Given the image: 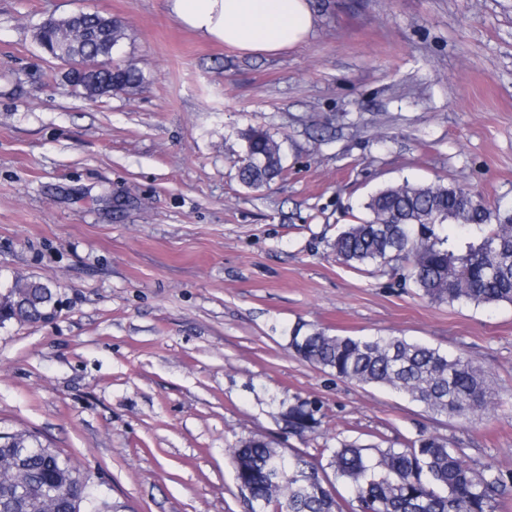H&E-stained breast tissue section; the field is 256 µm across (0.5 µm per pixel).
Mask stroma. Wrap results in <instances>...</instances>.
I'll list each match as a JSON object with an SVG mask.
<instances>
[{
	"label": "stroma",
	"mask_w": 512,
	"mask_h": 512,
	"mask_svg": "<svg viewBox=\"0 0 512 512\" xmlns=\"http://www.w3.org/2000/svg\"><path fill=\"white\" fill-rule=\"evenodd\" d=\"M274 55L203 39L166 0H0V282L58 283L47 322L0 325V432L27 429L120 512H248L232 450L402 447L419 433L512 472V305L452 306L330 249L406 181L512 206V0H314ZM126 29L144 81L88 99L38 45L47 15ZM284 171L238 179L242 132ZM397 335L486 371L491 409L433 414L299 358L292 328ZM314 401L300 438L276 401Z\"/></svg>",
	"instance_id": "stroma-1"
}]
</instances>
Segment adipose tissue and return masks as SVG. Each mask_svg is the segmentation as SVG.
Returning <instances> with one entry per match:
<instances>
[{"mask_svg":"<svg viewBox=\"0 0 512 512\" xmlns=\"http://www.w3.org/2000/svg\"><path fill=\"white\" fill-rule=\"evenodd\" d=\"M168 5L198 36L248 53L296 48L317 21L312 0H168Z\"/></svg>","mask_w":512,"mask_h":512,"instance_id":"1","label":"adipose tissue"}]
</instances>
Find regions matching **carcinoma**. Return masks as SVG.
Instances as JSON below:
<instances>
[{
  "mask_svg": "<svg viewBox=\"0 0 512 512\" xmlns=\"http://www.w3.org/2000/svg\"><path fill=\"white\" fill-rule=\"evenodd\" d=\"M36 39L49 55L61 44L87 63L77 76L67 75L88 97L130 91L144 75L132 63L117 61L112 72L95 70V56L125 39L122 24L97 13L83 12L37 27ZM239 180L260 189L282 173L281 144L270 133L250 128ZM368 217L347 224L331 249L349 267H391L403 284L439 304L476 306L512 304V209L490 208L467 191L442 183L388 186L365 203ZM482 229L476 245L455 251L448 247L444 227ZM20 292L32 290L33 300L16 305L3 295L0 315L34 322L49 312L43 303L46 287L36 279L17 278L6 284ZM289 347L311 364L336 377L363 385L386 387L408 396L437 415L468 418L485 411L486 375L472 359L450 356L403 336L331 335L297 324ZM288 431L304 437L321 426V408L314 402L279 403ZM42 441L29 433V491L35 495L55 483L65 490L58 512H107L111 505L101 493L64 477L67 459L56 452L35 451ZM368 445L342 442L333 450L328 468L335 480L348 483L355 503L328 489L326 469L296 453L284 456L270 444L244 440L238 445L235 468L251 489L257 512H500L512 496V472L493 464L469 465L461 449L420 434L402 448L366 453Z\"/></svg>",
  "mask_w": 512,
  "mask_h": 512,
  "instance_id": "cac0c4a2",
  "label": "carcinoma"
}]
</instances>
